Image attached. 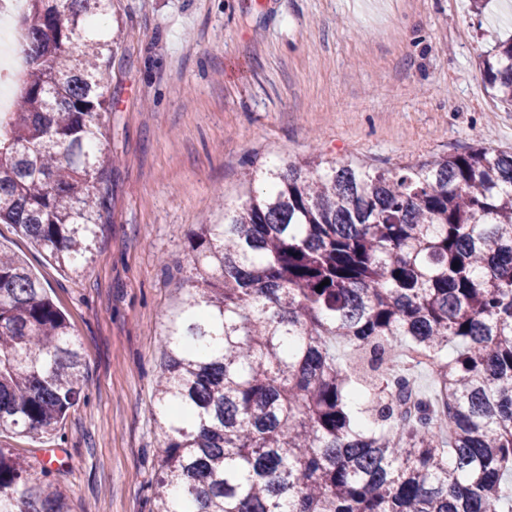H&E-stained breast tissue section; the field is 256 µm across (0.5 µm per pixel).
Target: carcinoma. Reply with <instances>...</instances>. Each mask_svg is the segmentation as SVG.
<instances>
[{
	"mask_svg": "<svg viewBox=\"0 0 512 512\" xmlns=\"http://www.w3.org/2000/svg\"><path fill=\"white\" fill-rule=\"evenodd\" d=\"M25 2V79L16 111L0 112V223L77 273L108 210L112 0ZM480 72L512 107V37ZM246 182L223 223L199 225L186 298L163 323L155 512H500L512 501V151L387 171L316 155ZM410 349L441 361L446 431L439 402L412 398L394 365ZM84 388L70 323L1 252L0 429L53 431ZM52 473L50 459L35 477L0 448V512H69Z\"/></svg>",
	"mask_w": 512,
	"mask_h": 512,
	"instance_id": "cac0c4a2",
	"label": "carcinoma"
}]
</instances>
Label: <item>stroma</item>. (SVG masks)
I'll return each instance as SVG.
<instances>
[{"instance_id": "obj_1", "label": "stroma", "mask_w": 512, "mask_h": 512, "mask_svg": "<svg viewBox=\"0 0 512 512\" xmlns=\"http://www.w3.org/2000/svg\"><path fill=\"white\" fill-rule=\"evenodd\" d=\"M105 118L109 218L66 272L0 224L81 344L86 398L54 431L0 430L71 512H150L164 436L153 418L161 329L185 296L199 225L236 207L243 177L315 155L392 169L475 145L512 148V112L478 56L512 34V0H114Z\"/></svg>"}]
</instances>
